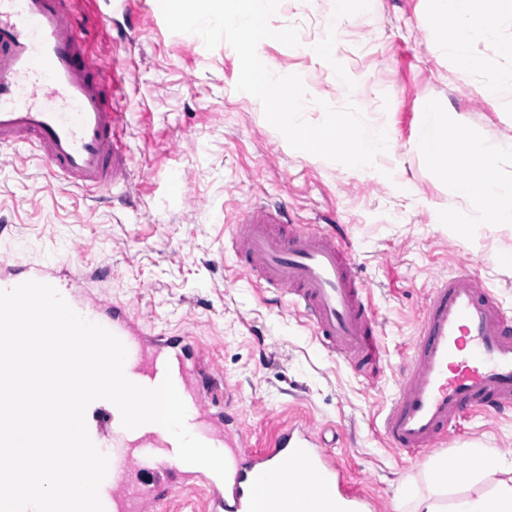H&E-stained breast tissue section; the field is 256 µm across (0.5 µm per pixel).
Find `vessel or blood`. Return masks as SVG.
I'll list each match as a JSON object with an SVG mask.
<instances>
[{"mask_svg": "<svg viewBox=\"0 0 512 512\" xmlns=\"http://www.w3.org/2000/svg\"><path fill=\"white\" fill-rule=\"evenodd\" d=\"M123 71L120 64L99 68L66 0H0V147L31 141L52 175L71 186L109 195L127 189L129 146L117 100ZM230 243L239 268L263 290L288 297L324 349L367 374L379 369L372 306L335 233L294 224L280 208L247 204ZM29 280L52 285L78 314L116 335L127 349L129 380L153 388L172 377L189 431L227 461L223 479L184 463L169 432L152 423L125 428L114 404L94 401L87 428L109 458L100 487L105 512H154L174 487L197 482L210 490L208 512H260L263 486L286 470L320 480L321 488L301 506L277 492L279 512H364L369 505L308 424H283L265 448L249 449L244 432L228 429L199 398L200 364L184 356L179 337L147 332L122 303L102 308L57 264L0 262V290ZM479 411H512V319L488 286L459 269L429 291L382 436L396 450L421 454Z\"/></svg>", "mask_w": 512, "mask_h": 512, "instance_id": "vessel-or-blood-1", "label": "vessel or blood"}]
</instances>
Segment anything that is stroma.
Segmentation results:
<instances>
[{
    "label": "stroma",
    "mask_w": 512,
    "mask_h": 512,
    "mask_svg": "<svg viewBox=\"0 0 512 512\" xmlns=\"http://www.w3.org/2000/svg\"><path fill=\"white\" fill-rule=\"evenodd\" d=\"M67 4L103 69L117 58L129 64L122 110L131 187L122 199L99 196L51 175L29 144L0 150V257L86 272L96 299L124 303L147 330L188 337L210 368L201 389L213 411H223L232 387L254 448L289 418L306 420L370 491L371 512H399L403 489L425 491L427 463L465 462L474 442L511 465L512 414L466 416L421 455L388 447L378 425L437 276L470 270L512 315V228L473 229V203L452 189L463 170L438 173L419 140L432 103L462 115L482 139L512 142V82L485 91L486 74L512 70L500 52L512 41V17L498 19L494 36L473 31L483 68L464 74L447 53L451 28L435 0H354L343 11L336 0H282L270 25L297 26L300 44L265 40L258 51L272 74L302 77L305 119L320 122L322 104L351 103L390 134V151L362 177L293 149L260 101L237 91L233 48L210 51L197 35L170 32L156 0ZM326 41L333 56L312 54ZM247 202L343 235L376 315L383 364L375 382L322 348L287 299L240 275L229 240Z\"/></svg>",
    "instance_id": "stroma-1"
}]
</instances>
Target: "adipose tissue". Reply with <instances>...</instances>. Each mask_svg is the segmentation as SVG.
Here are the masks:
<instances>
[{
    "label": "adipose tissue",
    "mask_w": 512,
    "mask_h": 512,
    "mask_svg": "<svg viewBox=\"0 0 512 512\" xmlns=\"http://www.w3.org/2000/svg\"><path fill=\"white\" fill-rule=\"evenodd\" d=\"M438 9L441 16L453 20L448 50L457 68L467 73L482 66L471 49L472 32L479 28L494 35L497 19L512 15V0H438ZM421 144L431 160L448 156L456 165L466 167V175L454 190L473 201L485 216L486 227L512 224V178L502 177L499 169L501 156L512 152L511 142L477 139L461 116L430 104L425 108ZM467 458L469 466L462 473L440 460L428 464L424 474L429 487L438 490L452 482H471L501 468L497 453L478 444L469 448ZM407 504L406 512H512V480L498 481L487 493L459 497L448 509L421 494L408 497Z\"/></svg>",
    "instance_id": "obj_1"
}]
</instances>
